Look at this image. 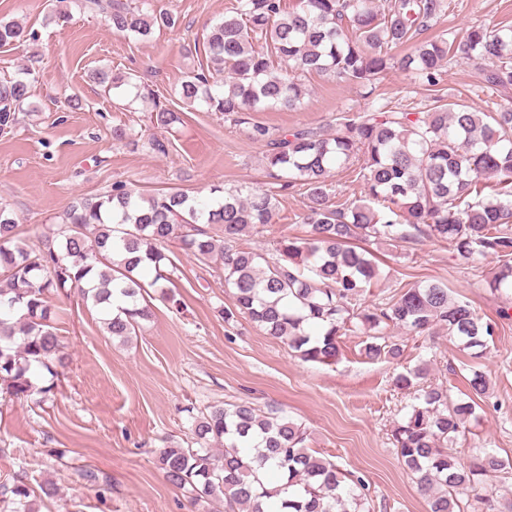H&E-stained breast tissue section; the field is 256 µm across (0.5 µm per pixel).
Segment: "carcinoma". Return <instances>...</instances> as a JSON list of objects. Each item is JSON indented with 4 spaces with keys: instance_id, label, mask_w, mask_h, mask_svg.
<instances>
[{
    "instance_id": "cac0c4a2",
    "label": "carcinoma",
    "mask_w": 512,
    "mask_h": 512,
    "mask_svg": "<svg viewBox=\"0 0 512 512\" xmlns=\"http://www.w3.org/2000/svg\"><path fill=\"white\" fill-rule=\"evenodd\" d=\"M446 0H234L206 34L207 66L185 72L178 95L188 109L224 114L235 125L263 109L301 105V77L335 76L362 87L397 66L429 87L456 57L477 71L479 83L505 103L473 112L460 101L435 100L429 112L381 111L373 106L340 117L336 131L304 128L282 138L252 125L267 143L268 174L279 189L304 191L301 223L307 235L276 243L271 253L237 249L235 240L259 234L272 223L276 194L260 188L214 187L211 197L181 190L146 196L123 183L70 206L53 236L37 249L17 233V220L0 203V391L45 402L54 385L37 387L30 375L51 376L65 357L54 326L49 295L78 291L96 308L107 333L126 338L150 316L145 286L171 281L166 253L179 240L201 263L224 264V286L233 306L232 326L246 316L283 340L306 362L336 359L339 339L374 332L369 359H396L403 344L389 327L417 335L445 334L473 358L489 348L495 326L442 284L414 286L379 305L361 303L378 278L373 255L353 242L382 244L437 239L465 260L492 257L488 281L494 293H512V26H473L448 39L422 40ZM112 30L136 40L176 25L166 11L129 0H84ZM34 39L15 18H0V47ZM413 45L394 60L391 51ZM33 64L0 80V131L31 112ZM92 79L116 97L144 98L136 80L99 70ZM183 113L154 103L151 123L170 128ZM359 166L363 198L332 202V171ZM492 194L481 196L480 185ZM422 369L399 374L395 385L414 394L411 411L391 430L398 456L426 500L427 512H465L463 495L512 473V459L484 450L465 468L454 445L479 424V401L488 381L472 366L468 392L452 399L441 385L422 382ZM194 444L159 449L156 463L166 481L195 503L220 501L224 512H370L365 484L336 462L308 448L304 426L249 401L215 405L195 419ZM219 451H214V446ZM21 481L0 486L10 512H35Z\"/></svg>"
}]
</instances>
